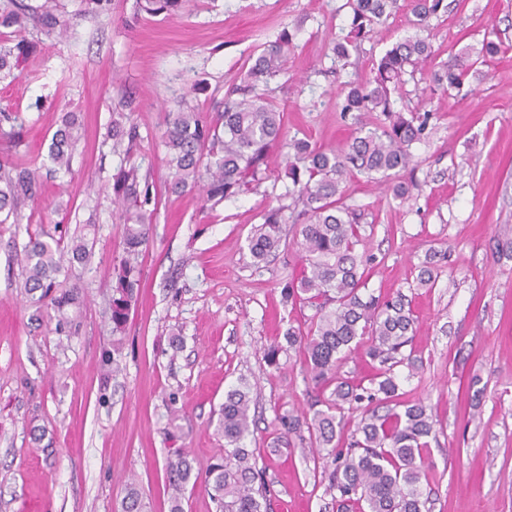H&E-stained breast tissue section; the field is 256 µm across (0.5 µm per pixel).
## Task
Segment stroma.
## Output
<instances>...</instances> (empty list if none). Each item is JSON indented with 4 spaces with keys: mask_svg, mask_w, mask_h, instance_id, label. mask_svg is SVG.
Here are the masks:
<instances>
[{
    "mask_svg": "<svg viewBox=\"0 0 512 512\" xmlns=\"http://www.w3.org/2000/svg\"><path fill=\"white\" fill-rule=\"evenodd\" d=\"M56 2L66 36L28 27L27 59L0 79V111L20 113L23 148L48 172L44 196L62 204L0 224V512H121L130 481L147 512H169V449H184L200 471L223 455L218 410L242 378L257 404L247 445L270 512H336L323 461L272 449L277 413L305 408L310 388L294 352L272 364L267 351L312 311L281 297L296 245L257 266L247 237L280 203L288 150L274 147L266 179L235 198L171 195L164 117L196 108L212 119L250 59L288 32V74L271 84L285 133L343 149L356 128L384 121L379 112L344 117L340 104L349 84L372 82L384 53L415 34L409 0L343 61L332 46L350 29L348 0H187L171 16L140 12L137 0H112L98 15L81 0ZM444 2L427 31L434 57L392 96L394 110L432 113L398 176L409 194L396 198L356 173L344 201L366 226L367 291L405 296L413 311L418 368L401 391L438 421L422 481L428 512H512V249L501 248L512 240V0ZM487 36L504 53L461 87L430 83L431 71ZM68 112L78 116L80 142L69 170L56 172L48 149ZM119 116L140 134L128 150L107 137ZM126 158L150 172L159 204L116 353L109 308L123 221L112 184ZM86 223L92 259L68 270L80 303L62 328L56 313L36 312L20 294L15 254L30 232L68 237ZM432 251L435 285L417 287V266Z\"/></svg>",
    "mask_w": 512,
    "mask_h": 512,
    "instance_id": "35a3bbf8",
    "label": "stroma"
}]
</instances>
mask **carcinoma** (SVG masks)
I'll list each match as a JSON object with an SVG mask.
<instances>
[{
	"instance_id": "cac0c4a2",
	"label": "carcinoma",
	"mask_w": 512,
	"mask_h": 512,
	"mask_svg": "<svg viewBox=\"0 0 512 512\" xmlns=\"http://www.w3.org/2000/svg\"><path fill=\"white\" fill-rule=\"evenodd\" d=\"M13 8L0 12V28L10 30L14 45L0 48V75L19 67L29 45L23 36L24 19H32L46 35L60 38L65 29L49 9L30 10L24 0H11ZM185 0H139L138 9L149 14H175ZM353 17L350 32L336 37L333 52L347 59L357 47V38L398 7V0H350ZM448 5L443 0H411L416 25L423 30L431 17ZM292 36L284 35L265 47L245 70L240 84L228 90L223 110L207 122L195 110L168 113L163 133L170 177L165 189L182 194L203 187L207 200H228L254 182L262 180L263 166L271 148L284 138L283 115L271 99L270 84L288 73V52ZM502 44L486 39L475 51L465 49L448 65L434 73V81L448 88L461 86L475 66L496 57ZM433 55L431 44L420 35L396 43L380 59L373 84L349 86L341 104L343 115L353 112H381L386 123L374 129H358L340 151L313 146L306 138L291 137L288 148L286 196L302 205L297 245L301 266L298 274L281 291L283 302L309 305L314 314L306 328L288 327V348L294 350L309 373L315 398L302 415H278L276 445L296 447L307 430L311 451L330 461L323 470L329 489L336 492L337 512H422L421 479L426 451L436 438L437 420L421 402L400 400V379L394 367L415 369L411 355L402 349L413 338L414 319L405 299H383L364 294L367 258L359 252L365 225L356 210L343 202L344 183L354 173L387 180L406 169L412 144L423 139L430 113L404 114L393 109L391 94L404 82L407 68H417ZM0 224L18 221L22 209L38 203L42 182L38 168L20 152L23 124L19 116L0 113ZM76 113L68 112L53 135L49 159L58 170L69 169L77 148ZM113 144L138 138L135 124L112 120L108 131ZM115 199L125 207L123 249L126 258L118 269V287L112 295L110 320L113 331L128 320L132 301L140 288L137 257L147 244L154 211L146 209L152 196L148 179L139 169L119 171L114 185ZM287 206L266 210L263 222L248 237L253 263L260 265L288 246ZM91 250L81 235L66 240L47 232L29 236L20 259L19 287L26 301L38 310L50 309L64 316L76 305V286L59 287L56 276L62 262L86 263ZM434 256L420 267L416 281L432 286L436 276ZM365 347L368 358L379 363L366 383L354 385L338 376V369L352 345ZM252 397L241 380L224 393V404L216 425L224 438V456L203 473L193 472L181 450L167 460L168 487L172 490L170 512H183L182 492L203 485L217 512H269L265 487L256 470L253 450L245 441L253 434ZM364 406L363 415L350 438L342 439L345 410ZM122 512H144L136 485H126Z\"/></svg>"
}]
</instances>
